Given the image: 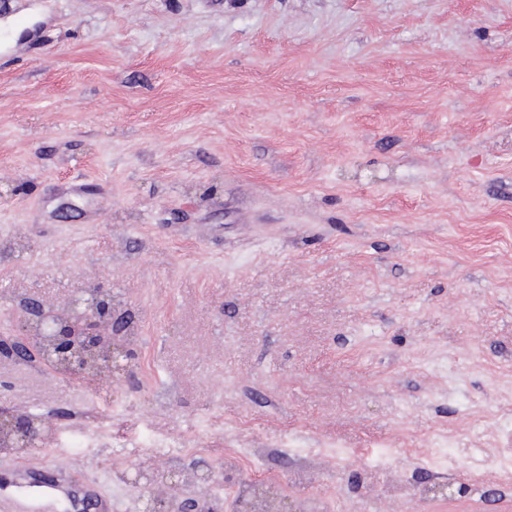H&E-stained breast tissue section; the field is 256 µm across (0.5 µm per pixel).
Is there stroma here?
Returning a JSON list of instances; mask_svg holds the SVG:
<instances>
[{"mask_svg": "<svg viewBox=\"0 0 512 512\" xmlns=\"http://www.w3.org/2000/svg\"><path fill=\"white\" fill-rule=\"evenodd\" d=\"M86 285L129 371L0 354V512H512V0H0V333ZM0 436L6 437L16 448H31L41 439L42 429L38 420L31 416L1 415Z\"/></svg>", "mask_w": 512, "mask_h": 512, "instance_id": "stroma-1", "label": "stroma"}]
</instances>
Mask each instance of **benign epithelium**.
Instances as JSON below:
<instances>
[{"label": "benign epithelium", "mask_w": 512, "mask_h": 512, "mask_svg": "<svg viewBox=\"0 0 512 512\" xmlns=\"http://www.w3.org/2000/svg\"><path fill=\"white\" fill-rule=\"evenodd\" d=\"M31 308L40 317H17L10 334L0 336V352L22 361L27 342H48L64 366V379L78 383L84 381L92 357L105 359L114 372L124 369L122 361L128 359L127 350L105 351L109 339L107 322L112 320L111 292L85 287L72 295L60 312L45 310L35 301ZM0 436L16 448H31L41 439L42 429L38 420L30 416L1 415Z\"/></svg>", "instance_id": "1"}]
</instances>
